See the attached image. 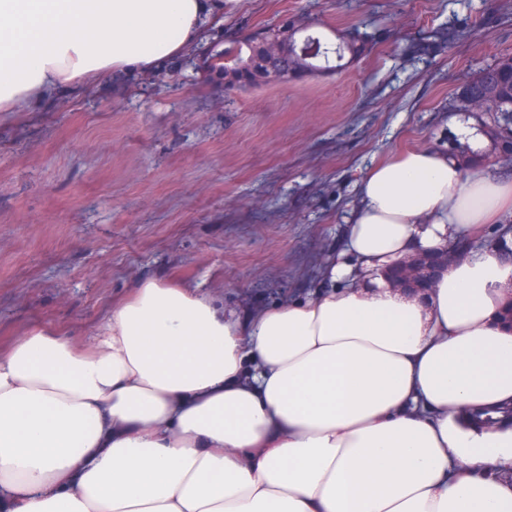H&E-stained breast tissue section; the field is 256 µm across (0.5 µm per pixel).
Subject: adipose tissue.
Wrapping results in <instances>:
<instances>
[{
    "label": "adipose tissue",
    "mask_w": 512,
    "mask_h": 512,
    "mask_svg": "<svg viewBox=\"0 0 512 512\" xmlns=\"http://www.w3.org/2000/svg\"><path fill=\"white\" fill-rule=\"evenodd\" d=\"M222 0H0V112L156 72ZM512 218V178L401 149L367 168L328 289L228 316L135 282L96 338L0 350L7 512H512V261L456 256L427 294L390 268ZM497 425L476 429L466 416Z\"/></svg>",
    "instance_id": "ef3b65f1"
}]
</instances>
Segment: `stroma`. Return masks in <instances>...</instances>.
<instances>
[{"mask_svg": "<svg viewBox=\"0 0 512 512\" xmlns=\"http://www.w3.org/2000/svg\"><path fill=\"white\" fill-rule=\"evenodd\" d=\"M224 34L308 11L365 55L225 92L214 47L0 112V345L47 323L92 338L143 278L200 286L225 315L307 297L344 249L362 173L405 146L464 150L448 109L512 55V0H223ZM454 39L427 50L433 29Z\"/></svg>", "mask_w": 512, "mask_h": 512, "instance_id": "35a3bbf8", "label": "stroma"}]
</instances>
